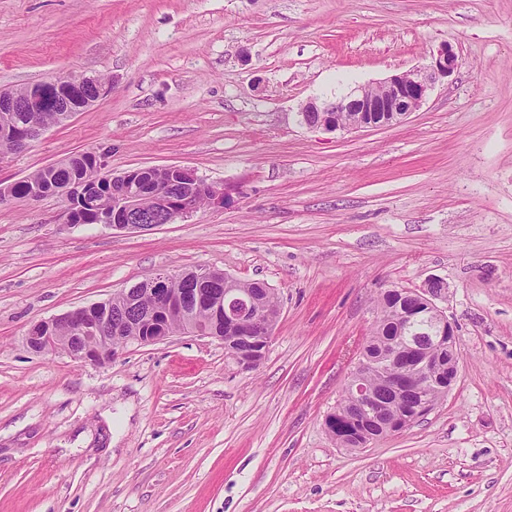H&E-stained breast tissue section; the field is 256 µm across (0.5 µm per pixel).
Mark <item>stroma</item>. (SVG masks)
<instances>
[{"label":"stroma","mask_w":512,"mask_h":512,"mask_svg":"<svg viewBox=\"0 0 512 512\" xmlns=\"http://www.w3.org/2000/svg\"><path fill=\"white\" fill-rule=\"evenodd\" d=\"M459 66L405 121L302 123L307 101ZM107 93L0 158V182L82 151L222 187L140 233L0 204V512H512V0H0V88ZM260 280L262 363L178 333L80 364L28 327L166 271ZM447 288L460 373L407 430L338 447L324 420L392 288Z\"/></svg>","instance_id":"stroma-1"}]
</instances>
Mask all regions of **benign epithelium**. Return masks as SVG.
<instances>
[{
	"mask_svg": "<svg viewBox=\"0 0 512 512\" xmlns=\"http://www.w3.org/2000/svg\"><path fill=\"white\" fill-rule=\"evenodd\" d=\"M458 67V56L444 46L432 56L431 64L412 69L375 84L357 86L334 102L322 106L309 102L303 112H320L319 120L306 122L311 128L327 130H357L400 123L425 103L435 84L450 77ZM105 82L95 76L71 74L43 81L40 86L25 89H0L1 112H27L28 124L12 133V151L26 149L37 140L49 125L42 120L45 103L52 111L64 112L70 117L94 106L105 94ZM340 112H358L360 119L353 125L336 121ZM383 116H378V113ZM160 170L181 176L185 183L179 196H171L157 189L154 217L140 215L143 177L150 169H133L118 175L106 168L105 160L90 153L87 173L68 186V206L64 213L67 224H108L125 232H145L161 224H171L197 210L196 192L207 194L209 205L224 206V189L207 184L192 170L177 165L162 166ZM112 186V198L100 191L101 186ZM174 276L162 272L150 279L147 289L151 305L145 310L134 309V316L112 315V300L81 307L30 326L26 334L27 347L43 354L58 350L66 352L78 363H97L114 358L118 349L112 341L137 342L144 345L166 341L180 330L224 338L228 333L249 341L252 348L230 351L231 356L246 369L256 367L263 359L271 340L272 323L255 298L234 288L224 287V280L216 271H194L193 287L176 292L169 288ZM403 296L417 300L411 313L428 316L432 333L424 340L408 335V324L399 327L395 342L398 351L381 357L360 352L357 365L350 373L346 389L349 401H340L336 410L325 418V428L334 438L349 448H365L389 434L399 433L412 424V417L423 418L436 406V381L429 368L440 350L448 349V388H453L459 377L456 328L447 314L437 306L438 295L430 289H400ZM213 303L215 321L200 325L188 314L194 304ZM370 374L379 375L394 389H401L405 381L414 387L413 414L400 408H388L379 403L366 382Z\"/></svg>",
	"mask_w": 512,
	"mask_h": 512,
	"instance_id": "benign-epithelium-1",
	"label": "benign epithelium"
}]
</instances>
